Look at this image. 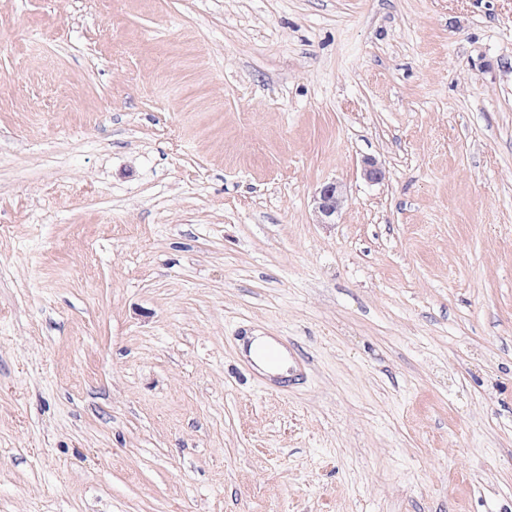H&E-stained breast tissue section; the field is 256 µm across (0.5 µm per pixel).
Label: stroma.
Instances as JSON below:
<instances>
[{"instance_id":"stroma-1","label":"stroma","mask_w":512,"mask_h":512,"mask_svg":"<svg viewBox=\"0 0 512 512\" xmlns=\"http://www.w3.org/2000/svg\"><path fill=\"white\" fill-rule=\"evenodd\" d=\"M0 512H512V0H0ZM347 200L346 187L338 181L323 184L313 197V211L318 224H332ZM248 340L249 342L246 347L247 353H244V355L248 358H252L256 362L259 371L264 373L271 372V369L265 363L258 362L254 357L255 351L263 346H275L279 350L285 365H288V355L286 351L282 347H279L272 338L268 336L256 335L250 336Z\"/></svg>"}]
</instances>
